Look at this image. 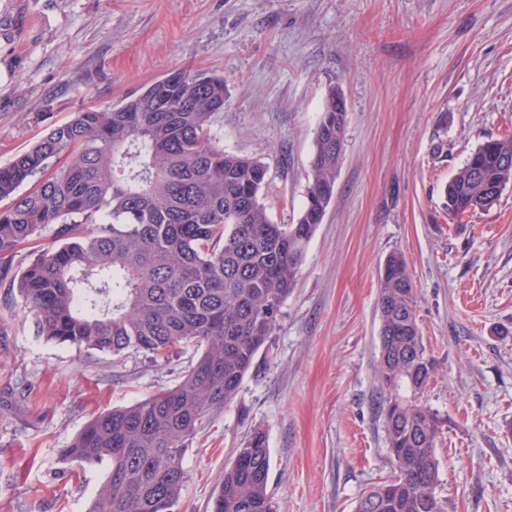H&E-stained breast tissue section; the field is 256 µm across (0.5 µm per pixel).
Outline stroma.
Returning <instances> with one entry per match:
<instances>
[{
    "mask_svg": "<svg viewBox=\"0 0 512 512\" xmlns=\"http://www.w3.org/2000/svg\"><path fill=\"white\" fill-rule=\"evenodd\" d=\"M175 68L224 76V148L268 167L295 223L328 86L348 124L336 191L296 287L236 397L183 460L178 512H209L253 429L277 512H354L394 473L377 373L380 271L401 253L438 417L444 512H512V184L456 218L443 188L512 133V0H0V165L86 107ZM38 336L0 280V512H87L104 470L61 450L97 414L174 385L194 358Z\"/></svg>",
    "mask_w": 512,
    "mask_h": 512,
    "instance_id": "obj_1",
    "label": "stroma"
}]
</instances>
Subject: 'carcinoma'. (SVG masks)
<instances>
[{
	"mask_svg": "<svg viewBox=\"0 0 512 512\" xmlns=\"http://www.w3.org/2000/svg\"><path fill=\"white\" fill-rule=\"evenodd\" d=\"M224 77L175 69L107 109L89 107L0 166V274L34 245L16 288L37 334L119 355L195 346L180 380L94 417L65 449L106 474L87 512H177L189 444L234 397L297 285L305 248L332 202L347 108L327 89L297 222L263 203L268 167L224 150ZM512 182V137L488 138L444 188L462 217ZM53 230L54 244L39 241ZM384 428L396 475L355 512H443L435 496L439 420L416 396L431 378L404 258L378 289ZM265 433L237 451L211 512H274Z\"/></svg>",
	"mask_w": 512,
	"mask_h": 512,
	"instance_id": "1",
	"label": "carcinoma"
}]
</instances>
